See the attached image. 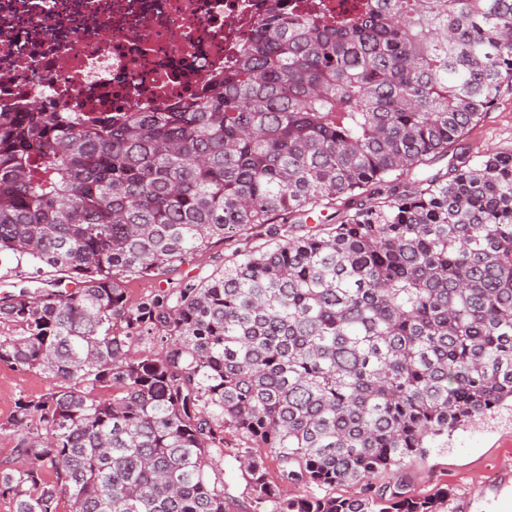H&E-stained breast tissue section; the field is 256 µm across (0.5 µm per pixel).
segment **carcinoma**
Segmentation results:
<instances>
[{"label":"carcinoma","mask_w":512,"mask_h":512,"mask_svg":"<svg viewBox=\"0 0 512 512\" xmlns=\"http://www.w3.org/2000/svg\"><path fill=\"white\" fill-rule=\"evenodd\" d=\"M511 81L512 0H272L173 107L0 104V270L39 283L0 297V363L57 378L0 423L25 459L0 497L236 512L231 429L278 470L238 449L252 512H441L448 490L401 480L281 486L359 484L512 402V151L450 152ZM244 235L265 243L129 302V280ZM250 447L254 448V452L258 455H262L264 457H267L268 466L270 469L271 476L273 479H276V467L274 465V462L272 461V458L266 448H258L260 445L256 443L255 441H252L250 439H247L244 436L238 435L237 433L233 431L227 430L224 433V452L229 459H233V455L237 452V448H245ZM365 483V482H364ZM364 483H361L359 485L351 486V485H336V487H324L322 489H317L313 486H308L304 483H298V484H288L284 485L283 489L288 494L289 497L293 498H308L312 493H315L316 495L324 496V495H330V496H350L359 494L361 492V488L363 487Z\"/></svg>","instance_id":"carcinoma-1"}]
</instances>
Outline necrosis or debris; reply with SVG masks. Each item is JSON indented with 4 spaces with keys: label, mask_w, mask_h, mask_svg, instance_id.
<instances>
[{
    "label": "necrosis or debris",
    "mask_w": 512,
    "mask_h": 512,
    "mask_svg": "<svg viewBox=\"0 0 512 512\" xmlns=\"http://www.w3.org/2000/svg\"><path fill=\"white\" fill-rule=\"evenodd\" d=\"M261 0H0V102L179 99L254 35Z\"/></svg>",
    "instance_id": "4bbe7bcc"
}]
</instances>
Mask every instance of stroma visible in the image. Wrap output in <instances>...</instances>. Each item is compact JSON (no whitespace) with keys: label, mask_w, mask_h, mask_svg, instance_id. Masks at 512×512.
Wrapping results in <instances>:
<instances>
[{"label":"stroma","mask_w":512,"mask_h":512,"mask_svg":"<svg viewBox=\"0 0 512 512\" xmlns=\"http://www.w3.org/2000/svg\"><path fill=\"white\" fill-rule=\"evenodd\" d=\"M472 155L512 151V90L503 89L497 103L482 121L456 145ZM260 238L214 241L201 255L173 270L152 278L134 279L126 288L130 300H139L155 289L171 288L190 277H206L224 265L234 251L259 246ZM47 376L0 363V422L11 417L18 398H34L48 392ZM512 476V412L504 410L485 421L457 429L444 448L432 447L425 454L405 460L400 471L382 470L369 479L373 487L405 480L410 493L429 495L447 489L450 503L443 512H453L459 498L470 501L469 512H499L495 484Z\"/></svg>","instance_id":"35a3bbf8"}]
</instances>
